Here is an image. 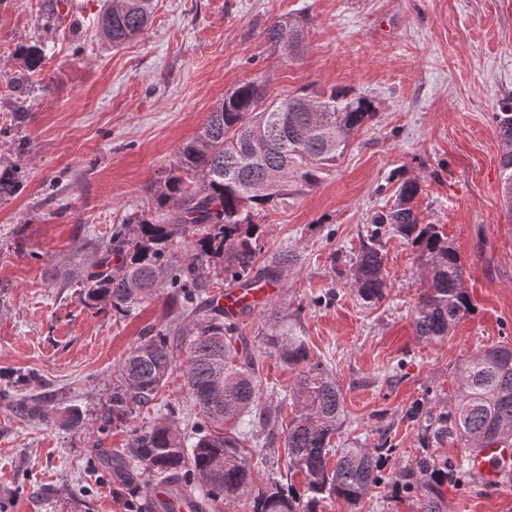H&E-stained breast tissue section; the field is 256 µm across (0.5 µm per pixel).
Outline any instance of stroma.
<instances>
[{
  "label": "stroma",
  "instance_id": "obj_1",
  "mask_svg": "<svg viewBox=\"0 0 512 512\" xmlns=\"http://www.w3.org/2000/svg\"><path fill=\"white\" fill-rule=\"evenodd\" d=\"M43 4L0 0V165L25 172L24 191L0 199V512H147L148 496L111 467L126 429L73 430L62 413L32 423L17 401L65 397L92 420L114 367L173 306L162 291L137 316L118 318L83 305L78 280L49 270L87 266L115 224L154 215L150 187L177 147L225 94L256 78L272 98L335 86L374 102L373 123L319 184L259 222L268 253L297 252L273 303L306 336L311 359L335 374L341 439L370 449L388 430L397 452L387 469L412 463L421 445L410 409L427 396L453 402L466 358L512 344V219L493 119L512 94V0H158L144 33L118 48L97 25L104 0H64L49 32ZM288 16L303 19L305 47L282 60L265 34ZM37 42L41 71L20 74L16 48ZM403 174L420 180L419 217L457 249L473 304L441 343L415 333L424 271L400 237L383 239L384 300L364 305L346 285L371 214L392 203ZM260 375L269 420L231 427L279 438L296 372L272 356ZM188 402L173 370L133 424L182 416ZM443 492L447 512H512V485L474 478ZM321 512H417V504L382 487L355 507L328 499Z\"/></svg>",
  "mask_w": 512,
  "mask_h": 512
}]
</instances>
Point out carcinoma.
<instances>
[{
  "label": "carcinoma",
  "mask_w": 512,
  "mask_h": 512,
  "mask_svg": "<svg viewBox=\"0 0 512 512\" xmlns=\"http://www.w3.org/2000/svg\"><path fill=\"white\" fill-rule=\"evenodd\" d=\"M154 8V0H105L98 22L112 45L119 46L146 30ZM58 19V0H45L42 27ZM16 58L19 67L34 73L44 60L43 49L21 45ZM376 114L373 101L352 90L333 87L271 99L257 78L239 85L177 148L168 171L154 182L153 199L165 216H128L101 244L99 259L75 274L85 306L109 308L119 317L136 315L161 289L176 305L168 322L144 327L140 342L121 359L95 425L105 431L130 424L134 414L155 404L169 372L178 366L197 409L193 442L185 443L166 420L130 430L126 448L116 455L128 471V483L147 489L163 481L181 493L200 488L204 498L225 503L248 490L250 512H320L332 497L355 505L383 485L418 498L420 512H445L442 487L473 478L465 458L442 462L426 450L387 474L385 445L372 452L356 441L336 447L333 438L345 421L336 379L325 365L312 361L305 337L292 333L273 306L261 311L267 326L263 354L298 368L291 394L294 415L283 438L286 474L254 487L243 444L264 449L276 440L213 429L253 414L261 419L266 411L259 408L258 358L246 347L233 346L239 325L226 321L224 309L208 304L204 296L221 281L246 289L287 280L295 254L281 250L264 256L256 218L288 194L316 186ZM494 121L502 149L501 193L512 216V99L494 113ZM21 187L18 167L0 170V198ZM420 192L417 178L400 180L393 204L372 217L373 229L349 268L347 286L366 305L386 297L381 236L397 234L416 249L427 270L414 317L417 336L439 343L472 305L458 251L440 225L424 224L418 217ZM179 246L184 248L181 257L175 253ZM184 349L187 356L180 362ZM19 408L27 420L48 422L57 412L40 398H23ZM410 419L427 444L455 436L470 452L512 448V346L466 359L454 407L435 412L418 403Z\"/></svg>",
  "instance_id": "1"
}]
</instances>
